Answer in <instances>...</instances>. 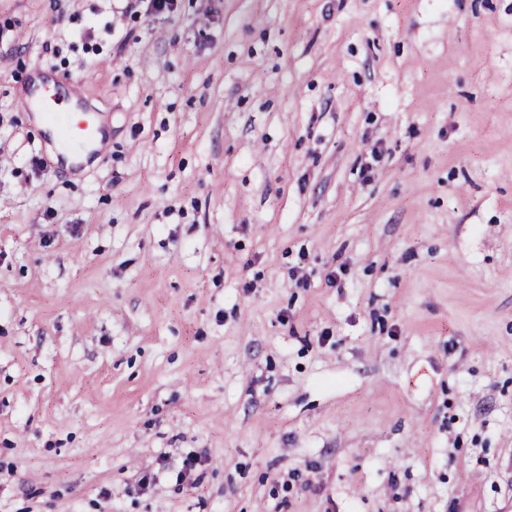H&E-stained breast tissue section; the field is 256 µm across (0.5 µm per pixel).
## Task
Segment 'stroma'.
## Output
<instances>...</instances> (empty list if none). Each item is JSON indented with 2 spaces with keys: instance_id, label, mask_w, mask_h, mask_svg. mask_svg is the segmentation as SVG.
<instances>
[{
  "instance_id": "35a3bbf8",
  "label": "stroma",
  "mask_w": 512,
  "mask_h": 512,
  "mask_svg": "<svg viewBox=\"0 0 512 512\" xmlns=\"http://www.w3.org/2000/svg\"><path fill=\"white\" fill-rule=\"evenodd\" d=\"M147 5L0 0V512H512V0Z\"/></svg>"
}]
</instances>
